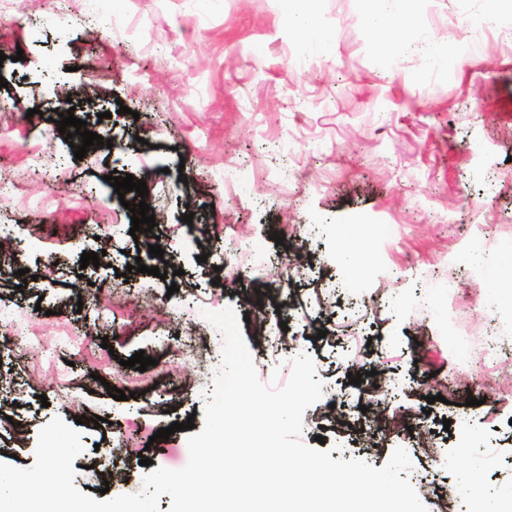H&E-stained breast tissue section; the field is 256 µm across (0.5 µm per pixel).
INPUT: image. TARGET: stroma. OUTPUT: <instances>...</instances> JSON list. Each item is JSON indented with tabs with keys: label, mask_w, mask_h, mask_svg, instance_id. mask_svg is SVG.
Segmentation results:
<instances>
[{
	"label": "stroma",
	"mask_w": 512,
	"mask_h": 512,
	"mask_svg": "<svg viewBox=\"0 0 512 512\" xmlns=\"http://www.w3.org/2000/svg\"><path fill=\"white\" fill-rule=\"evenodd\" d=\"M298 6L334 33L325 53L300 50L280 0H0V100L25 104L0 115V167L21 183L0 198V225L23 248H0V304L28 325L0 351V449H14L17 467L33 466L52 418L82 416L74 484L95 500L142 491L139 452L184 467L187 431L153 435L187 417L202 430L223 345L204 314L230 306L255 370L274 358L290 368L294 336L314 358L323 396L304 413V443L324 437L332 459L378 469L404 448L428 512H470L473 498L512 489V338L486 333L488 319L512 315L488 302L491 289L512 290V268L492 280L476 270L480 254L512 247V29H484V0H409L411 43L387 68L378 47L391 31L365 23L376 0ZM435 44L438 63L423 67ZM64 90L112 150L75 158L52 120ZM37 156L49 177L30 176ZM115 172L145 180L175 280L133 271L155 260L129 233L105 180ZM303 224L318 227L305 244ZM229 236L262 252L264 268L217 277ZM79 239L101 250L98 266H81ZM342 246L356 268L337 261ZM298 250L334 259L281 286L276 269ZM281 321L287 331L268 336ZM315 327L326 337L312 339ZM475 347L482 357L464 360ZM141 350L154 366L126 367ZM379 368L405 386L375 425L361 407ZM110 384L130 400L109 397ZM462 416L473 419L466 448L444 427ZM92 457L112 468L108 493L84 466Z\"/></svg>",
	"instance_id": "35a3bbf8"
}]
</instances>
